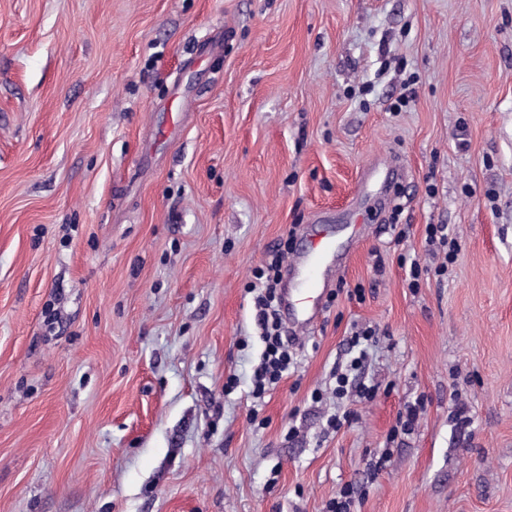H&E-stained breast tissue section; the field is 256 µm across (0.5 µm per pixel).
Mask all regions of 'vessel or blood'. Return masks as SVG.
I'll return each instance as SVG.
<instances>
[{
	"label": "vessel or blood",
	"instance_id": "b4317fda",
	"mask_svg": "<svg viewBox=\"0 0 512 512\" xmlns=\"http://www.w3.org/2000/svg\"><path fill=\"white\" fill-rule=\"evenodd\" d=\"M334 245L323 236L310 238L305 251L298 260L302 279L292 299L284 301L282 311L285 319L293 325L309 323L314 315V291L319 287L324 273L334 260Z\"/></svg>",
	"mask_w": 512,
	"mask_h": 512
}]
</instances>
